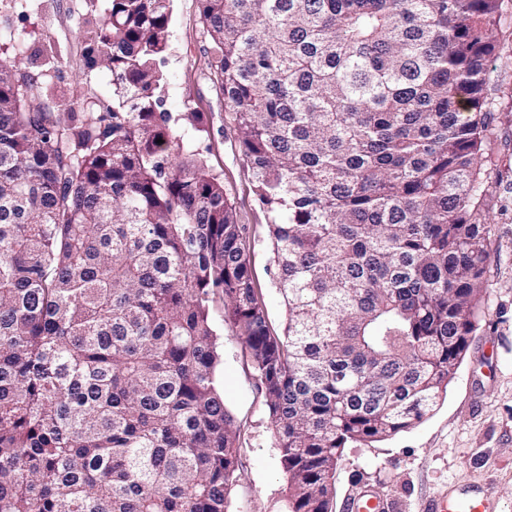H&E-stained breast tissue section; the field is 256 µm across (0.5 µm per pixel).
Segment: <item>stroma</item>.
Returning <instances> with one entry per match:
<instances>
[{"label": "stroma", "instance_id": "35a3bbf8", "mask_svg": "<svg viewBox=\"0 0 512 512\" xmlns=\"http://www.w3.org/2000/svg\"><path fill=\"white\" fill-rule=\"evenodd\" d=\"M101 0H0V58L23 49L31 75L65 84L77 102L99 110L112 104V73L85 65L84 23ZM167 51L159 62L165 81L155 95L179 134L196 145L224 184L246 227L253 276L269 320L283 328L286 310L276 284L267 215L253 192L251 174L210 66V40L197 0H172ZM60 51L53 68L40 66L46 42ZM496 169L485 184L483 221L493 229L486 266V302L479 326L446 395L411 429L367 446L345 449L336 473L333 512L365 488L393 512H423L444 490L488 489L496 512H512V0H503L497 55L489 64ZM203 117L202 129L190 123ZM212 321L223 347L216 380L240 430L242 467L228 496L227 512H284L287 477L273 423L257 384L248 346L224 324V303Z\"/></svg>", "mask_w": 512, "mask_h": 512}]
</instances>
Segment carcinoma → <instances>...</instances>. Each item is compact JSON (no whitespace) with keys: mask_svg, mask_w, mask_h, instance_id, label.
<instances>
[{"mask_svg":"<svg viewBox=\"0 0 512 512\" xmlns=\"http://www.w3.org/2000/svg\"><path fill=\"white\" fill-rule=\"evenodd\" d=\"M198 4L285 326L224 185L158 111L170 0H102L86 22L103 112L59 124L1 59L0 512H226L241 460L218 298L287 512H332L344 448L421 422L478 328L501 0Z\"/></svg>","mask_w":512,"mask_h":512,"instance_id":"obj_1","label":"carcinoma"}]
</instances>
